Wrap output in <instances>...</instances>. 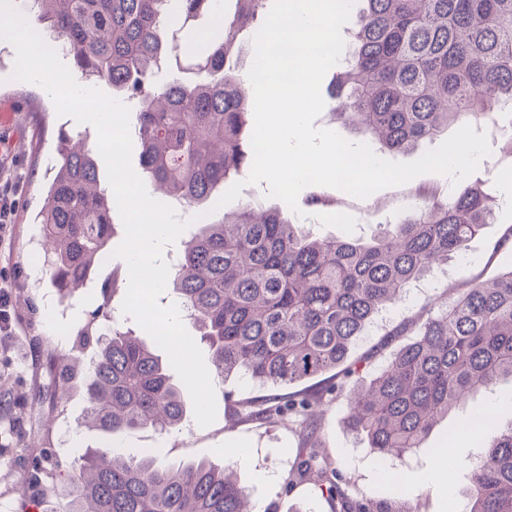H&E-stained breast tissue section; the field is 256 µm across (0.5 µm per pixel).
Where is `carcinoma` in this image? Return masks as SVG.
<instances>
[{"label":"carcinoma","mask_w":512,"mask_h":512,"mask_svg":"<svg viewBox=\"0 0 512 512\" xmlns=\"http://www.w3.org/2000/svg\"><path fill=\"white\" fill-rule=\"evenodd\" d=\"M266 0H33L46 36L70 52L81 77L139 101L132 118L141 168L153 192L210 205L253 162V88L236 68L239 41L253 38ZM345 65L330 98L334 119L388 151L407 152L448 127L486 123L512 132V0H355ZM168 64L174 75L153 82ZM40 211L52 284L72 288L102 256L111 201L98 158L62 137ZM484 184L454 195H420L404 217L370 240L313 238L278 208L250 203L211 220L183 243L167 287L212 350L218 377L290 385L341 368L375 318L494 223ZM415 338L347 399L345 423L382 458L421 445L437 420L478 389L512 383V268L455 289L448 307L410 320ZM49 415L79 394L82 426L110 437L133 429L170 433L187 418L171 365L135 334L92 318L66 349L46 357ZM340 384L235 402L247 417L297 415L300 475L332 512H412L394 500H352L320 462L317 407ZM481 448L455 463L470 470L465 512H512V422L475 413L467 432ZM68 491L65 512H249L230 467L210 460L167 465L148 450L108 446L74 457L59 485L39 480L29 502Z\"/></svg>","instance_id":"cac0c4a2"}]
</instances>
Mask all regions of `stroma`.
Instances as JSON below:
<instances>
[{"label":"stroma","mask_w":512,"mask_h":512,"mask_svg":"<svg viewBox=\"0 0 512 512\" xmlns=\"http://www.w3.org/2000/svg\"><path fill=\"white\" fill-rule=\"evenodd\" d=\"M15 53L0 49V113H8L0 124V178L16 189L15 220L0 237V287L13 300L16 322L14 335H0V499L10 498L18 512L28 503L24 492L27 472L16 465L6 450L22 431L45 442L55 453L60 470H68L77 450L100 445L98 434L73 428L71 449L60 448L57 435L44 419L45 397L50 390L44 368L45 339L53 329L45 316V299L54 289L44 254L39 248V213L54 174L61 135L86 136L96 146L95 128L59 116L49 94L40 86L12 80ZM491 154L474 172L492 188L496 220L468 245L465 254L449 259L423 283L412 286L402 301L383 311L365 336L352 348L351 361L383 363L388 353L405 344L398 330L407 318L417 316L423 306L439 307L450 301L452 291L474 278H490L511 267L512 260L495 253L494 245L512 226V157L503 150L501 135L488 138ZM456 188L438 174H424L410 182L382 189L359 199L334 188L325 195L335 202L336 211L356 220L355 236L370 238L383 223L398 222L414 195L450 196ZM129 282L124 260L104 256L89 273L83 288L62 308L64 326L74 332L96 312L102 302L121 307ZM217 417L201 427L188 419L181 430L160 434L151 430H129L114 437V449L135 453L160 449L161 460L169 465L207 459L234 468L240 485L251 499L260 501L263 512H331V506L314 485L289 486L288 478L300 447L296 419L278 416L264 422L246 420L234 414L235 400L266 395L267 390L249 377L230 375L214 386ZM496 410L502 420L512 419V384L503 382L493 390H480L461 401L432 432L403 459H381L366 440L356 437L344 423L342 397L329 396L322 408L321 452L338 471L345 492L357 499L391 497L393 490L383 472L401 476L408 484L405 498L414 512H465L464 491L470 472L441 464L442 448L451 457L475 455L476 447L465 439L449 441L450 430L463 426L477 405Z\"/></svg>","instance_id":"1"}]
</instances>
